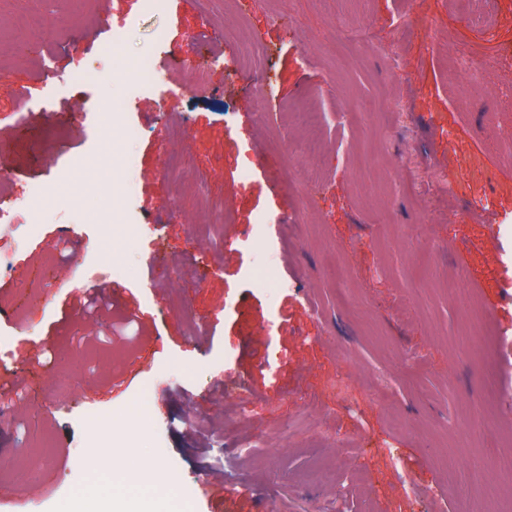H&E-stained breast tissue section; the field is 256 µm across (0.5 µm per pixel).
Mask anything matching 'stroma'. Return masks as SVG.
<instances>
[{
	"label": "stroma",
	"mask_w": 512,
	"mask_h": 512,
	"mask_svg": "<svg viewBox=\"0 0 512 512\" xmlns=\"http://www.w3.org/2000/svg\"><path fill=\"white\" fill-rule=\"evenodd\" d=\"M479 7L30 0L48 38L0 0V177L49 192L0 263V512H66L100 444L191 512L512 499V0Z\"/></svg>",
	"instance_id": "stroma-1"
}]
</instances>
